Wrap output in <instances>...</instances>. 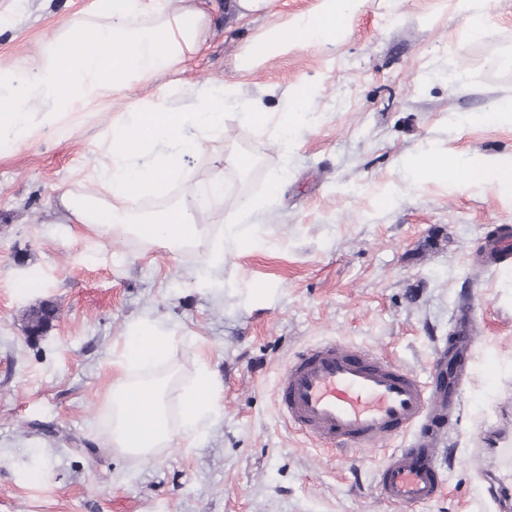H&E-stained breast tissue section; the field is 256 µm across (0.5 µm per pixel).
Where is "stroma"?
<instances>
[{"instance_id":"stroma-1","label":"stroma","mask_w":512,"mask_h":512,"mask_svg":"<svg viewBox=\"0 0 512 512\" xmlns=\"http://www.w3.org/2000/svg\"><path fill=\"white\" fill-rule=\"evenodd\" d=\"M318 0H273L244 20L218 0L205 49L187 64L197 83L223 76L245 98L281 111L292 86L319 89L315 123L291 151L274 126L249 129L234 109L190 165L197 179L224 169V218L243 200L282 191L252 220L257 246L175 254L126 237L85 235L60 208L80 194L93 145L110 117L88 113L67 136L44 134L0 158V512H490L471 437L496 423L512 392V264L473 257L512 198L488 187L411 183L403 157L437 145L512 154V124L478 115L512 99V0H486L472 29L461 0H367L347 37L271 56L241 77L236 58L270 19ZM94 0H0V64L30 53L62 19ZM456 70L448 84L442 71ZM256 160L246 189L232 153ZM391 196L382 204L383 196ZM264 287L253 293L254 284ZM480 321L452 438L439 451L446 491L417 506L380 500L386 447L344 458L286 426L277 381L290 358L324 340L365 347L425 372L462 301ZM51 305L44 333L27 335L32 308ZM183 336L180 379L205 359L221 383L220 415L196 441L134 462L100 447L106 363L141 319Z\"/></svg>"}]
</instances>
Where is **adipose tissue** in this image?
Returning a JSON list of instances; mask_svg holds the SVG:
<instances>
[{"label":"adipose tissue","instance_id":"ef3b65f1","mask_svg":"<svg viewBox=\"0 0 512 512\" xmlns=\"http://www.w3.org/2000/svg\"><path fill=\"white\" fill-rule=\"evenodd\" d=\"M177 2L170 11L161 0H97L89 15L70 18L30 55L0 69V156L42 130L63 134L84 114L123 101L120 116L95 142L97 162L83 194L61 196L69 221L100 237L130 232L173 252L201 245L203 262L217 270L224 264L225 247L256 248L248 219L265 203L245 200L240 217L220 237H211L190 201L208 195L223 205L224 172L198 181L187 158L220 132L228 106L237 109L244 126L275 123L281 148L291 149L296 129L310 121L318 90L306 82L294 85L287 109L274 116L259 100L234 96L223 79L200 86L185 78V60L206 44L208 16L203 0ZM364 4L319 0L308 14L271 24L244 48L240 74L251 75L276 54L336 44ZM164 72L177 74L191 100L188 109L173 112L159 102L125 101L131 85L151 83ZM402 164L417 185H486L512 197L511 154L470 157L430 148ZM180 342L175 332L145 319L114 349L108 364L112 383L104 396L110 421L103 447L146 460L210 428L220 411V384L206 363H199L193 379L182 386L178 410L169 407V378L161 370Z\"/></svg>","mask_w":512,"mask_h":512}]
</instances>
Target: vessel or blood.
<instances>
[{
	"label": "vessel or blood",
	"mask_w": 512,
	"mask_h": 512,
	"mask_svg": "<svg viewBox=\"0 0 512 512\" xmlns=\"http://www.w3.org/2000/svg\"><path fill=\"white\" fill-rule=\"evenodd\" d=\"M512 258V229L503 228L478 252L476 263L497 266ZM478 318L470 303L459 306L450 337L426 375L385 355L333 340L300 350L289 360L277 387L282 419L326 449L350 456L410 436L392 449L380 468L383 501L418 505L436 501L445 479L436 444L458 409L476 342ZM495 469L487 483L500 498L512 479V422L478 432Z\"/></svg>",
	"instance_id": "1"
}]
</instances>
